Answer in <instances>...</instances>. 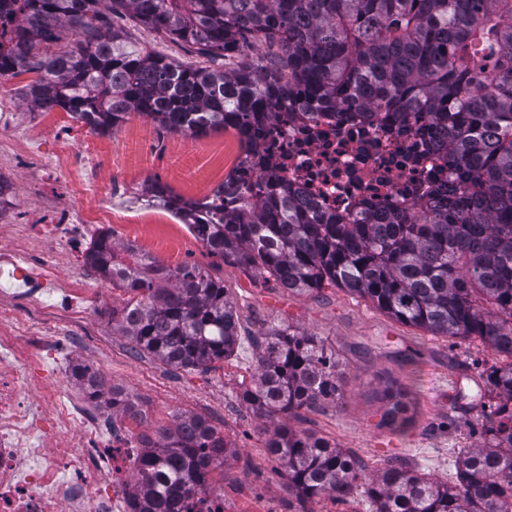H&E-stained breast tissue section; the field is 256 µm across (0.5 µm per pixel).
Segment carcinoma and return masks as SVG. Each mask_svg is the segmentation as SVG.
I'll return each instance as SVG.
<instances>
[{
    "mask_svg": "<svg viewBox=\"0 0 512 512\" xmlns=\"http://www.w3.org/2000/svg\"><path fill=\"white\" fill-rule=\"evenodd\" d=\"M23 17L0 45V77L33 73L26 99L108 135L136 112L166 132H234L241 154L280 108L392 112L436 119L459 189L417 210L349 220L263 182L229 175L203 200L155 180L149 205L184 224L210 255L299 293L334 286L392 318L451 337H478L508 358L480 374L483 443L459 448L448 484L394 459L375 475L336 444L281 423L336 395V361L313 336L255 337L256 373L242 401L274 424L267 451L302 499L334 503L362 490L372 512H512V0H0ZM129 12L223 67H184L133 44L101 19ZM256 58L245 61L246 50ZM84 262L128 294L112 325L176 368L208 369L239 344L224 282L195 265L170 268L108 232ZM87 396L131 404L78 372ZM382 422L410 426L413 391L396 389ZM231 454L200 415H176L146 442L131 512H180Z\"/></svg>",
    "mask_w": 512,
    "mask_h": 512,
    "instance_id": "1",
    "label": "carcinoma"
}]
</instances>
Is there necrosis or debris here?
Instances as JSON below:
<instances>
[{"instance_id": "4bbe7bcc", "label": "necrosis or debris", "mask_w": 512, "mask_h": 512, "mask_svg": "<svg viewBox=\"0 0 512 512\" xmlns=\"http://www.w3.org/2000/svg\"><path fill=\"white\" fill-rule=\"evenodd\" d=\"M431 119L409 124L389 112H311L289 118L280 110L257 139L258 167L236 174L301 189L326 212L352 218L411 210L452 180ZM51 244L83 251L77 224L97 214L59 208L42 213ZM28 289L32 302L50 295L68 314L105 302L102 291L60 290L47 267L0 251V278ZM13 310H0V512H130L131 478L141 445L131 429L112 432L94 409L39 379L76 349L67 326L49 336L17 335Z\"/></svg>"}]
</instances>
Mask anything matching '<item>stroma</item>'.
<instances>
[{"label":"stroma","instance_id":"35a3bbf8","mask_svg":"<svg viewBox=\"0 0 512 512\" xmlns=\"http://www.w3.org/2000/svg\"><path fill=\"white\" fill-rule=\"evenodd\" d=\"M113 24L145 50L186 66L205 63L194 47L144 26L134 15L114 18ZM29 80L26 74L12 80L10 137L21 140L29 130H40L47 155L34 167L17 170L10 153L0 151V173L15 182L19 195L18 208L0 219L5 228L0 241L47 262L60 284L105 290L119 307L126 299L122 290L100 279L83 259L52 247L37 225L21 221L59 205L108 210L115 243L135 245L172 267L188 262L202 268L223 280L236 306L240 346L208 370L174 368L146 353L131 354L130 339L113 329L106 312L92 308L72 319L78 342L100 343L106 383L119 386L146 408L144 419L135 424L138 434H153L177 413L208 417L234 449L223 470L213 473V487L223 489L244 512H286L297 493L266 453L271 425L242 402L240 393L256 372L252 336L271 326H289L320 338L340 371L336 396L306 412L302 428L336 442L360 461L366 474L397 458L414 471L454 482L456 450L481 443L480 411L471 398L480 373L498 360L492 349L474 337L432 335L332 286L303 295L278 288L265 276L212 257L188 225L145 205L144 186L154 179L186 198L203 197L221 183L224 147L236 141L232 134L186 140L134 113L115 134L99 138L84 131L68 145L71 173L58 171L51 157L54 129L42 125L40 111L25 100ZM95 139L102 140L104 152L94 160L84 144ZM391 382L416 393L412 424L403 434L381 422L389 405L383 391ZM459 388L465 398L456 403L452 397Z\"/></svg>","mask_w":512,"mask_h":512}]
</instances>
